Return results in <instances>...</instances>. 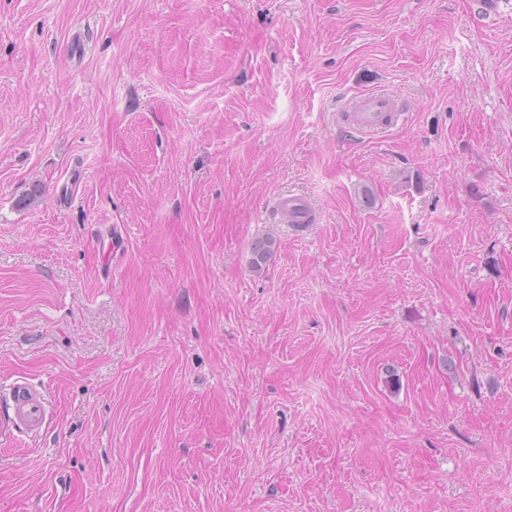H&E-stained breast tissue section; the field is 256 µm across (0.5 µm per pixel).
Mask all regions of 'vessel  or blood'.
<instances>
[{
	"label": "vessel or blood",
	"instance_id": "b4317fda",
	"mask_svg": "<svg viewBox=\"0 0 512 512\" xmlns=\"http://www.w3.org/2000/svg\"><path fill=\"white\" fill-rule=\"evenodd\" d=\"M354 130L361 135L385 133L400 114L393 98L384 93H370L359 98L349 112ZM277 206L292 224H311L315 215L305 200L296 195L279 197ZM8 400L5 413L0 414V438L40 432L50 407L43 395L29 382L18 380L10 384L4 394Z\"/></svg>",
	"mask_w": 512,
	"mask_h": 512
}]
</instances>
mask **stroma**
Segmentation results:
<instances>
[{
  "instance_id": "stroma-1",
  "label": "stroma",
  "mask_w": 512,
  "mask_h": 512,
  "mask_svg": "<svg viewBox=\"0 0 512 512\" xmlns=\"http://www.w3.org/2000/svg\"><path fill=\"white\" fill-rule=\"evenodd\" d=\"M18 377L0 512H512V4L0 0ZM354 130L360 135L385 133L402 115L393 98L384 93H370L359 98L349 112ZM278 209L288 216L289 224H313L315 215L305 200L297 195L281 196L277 203ZM1 399L9 400L4 414L0 413V438L15 435H35L42 429L50 407L43 395L29 382L17 380L3 392Z\"/></svg>"
}]
</instances>
